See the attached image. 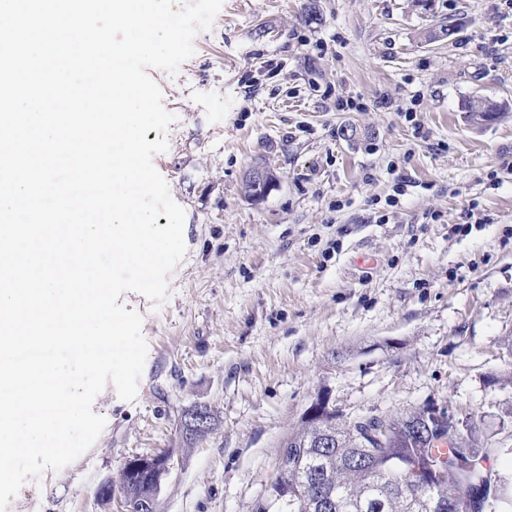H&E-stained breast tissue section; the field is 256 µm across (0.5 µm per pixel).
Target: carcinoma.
<instances>
[{
  "label": "carcinoma",
  "instance_id": "1",
  "mask_svg": "<svg viewBox=\"0 0 512 512\" xmlns=\"http://www.w3.org/2000/svg\"><path fill=\"white\" fill-rule=\"evenodd\" d=\"M501 111L502 106L490 101L485 110L470 109L468 114L472 122L481 124ZM433 411V406L424 405L405 413L385 414L401 431V440L385 437L368 446L358 432L365 412L346 417L331 406L303 421L301 428L283 442L297 450L279 481V485L288 486L292 501L288 512H439L437 502L441 499L454 504L452 512H470L469 490L453 469L437 480L433 493L417 489L405 472L387 470L391 458L403 463L418 457L424 462L451 464L455 459L477 461L483 457L484 444L473 422L461 442L453 446L434 445L428 436L402 431L404 421L426 420ZM119 482L135 495L155 491L153 480L143 472H121Z\"/></svg>",
  "mask_w": 512,
  "mask_h": 512
}]
</instances>
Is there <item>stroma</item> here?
Listing matches in <instances>:
<instances>
[{"label":"stroma","mask_w":512,"mask_h":512,"mask_svg":"<svg viewBox=\"0 0 512 512\" xmlns=\"http://www.w3.org/2000/svg\"><path fill=\"white\" fill-rule=\"evenodd\" d=\"M193 44L150 72L176 121L146 138L167 140L153 165L186 253L160 305L119 298L147 344L137 397L107 386L95 443L1 512H120L122 463L164 450L158 512H255L321 391L348 416L474 420L512 512V388L490 383L512 370V0H223ZM475 96L502 117L471 123ZM258 165L276 182L254 203ZM195 403L217 426L189 446Z\"/></svg>","instance_id":"obj_1"}]
</instances>
